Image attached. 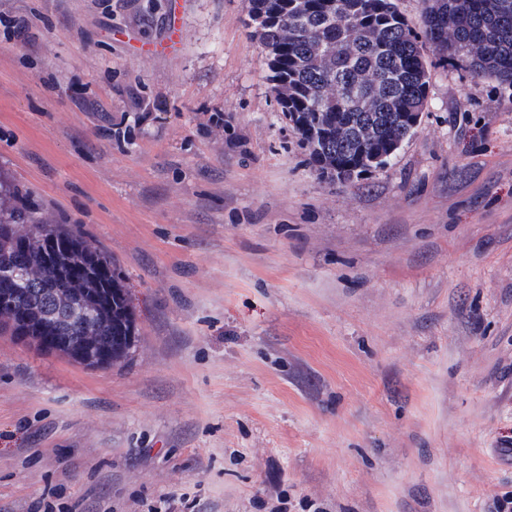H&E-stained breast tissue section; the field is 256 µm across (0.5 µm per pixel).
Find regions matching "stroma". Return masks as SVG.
Listing matches in <instances>:
<instances>
[{
  "label": "stroma",
  "instance_id": "1",
  "mask_svg": "<svg viewBox=\"0 0 512 512\" xmlns=\"http://www.w3.org/2000/svg\"><path fill=\"white\" fill-rule=\"evenodd\" d=\"M247 5L0 0V175L112 256L135 327L105 368L0 335V512L512 497V84L432 67L415 134L330 182Z\"/></svg>",
  "mask_w": 512,
  "mask_h": 512
}]
</instances>
